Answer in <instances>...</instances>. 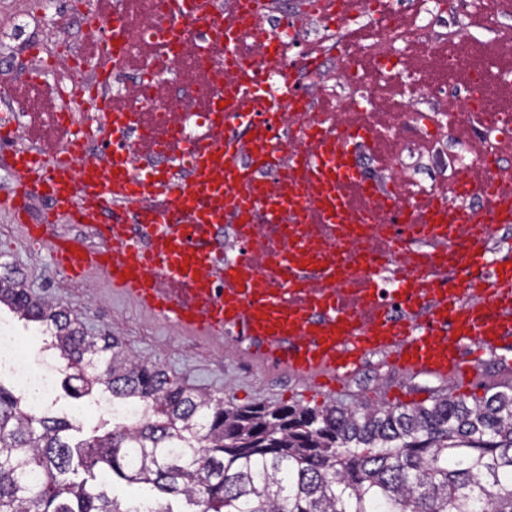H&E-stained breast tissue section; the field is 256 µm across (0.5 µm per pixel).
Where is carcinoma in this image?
<instances>
[{
	"label": "carcinoma",
	"instance_id": "carcinoma-1",
	"mask_svg": "<svg viewBox=\"0 0 512 512\" xmlns=\"http://www.w3.org/2000/svg\"><path fill=\"white\" fill-rule=\"evenodd\" d=\"M0 305L49 329L112 398L152 411L74 443L69 421L24 414L0 385V512H172L154 491L187 512H512V392L402 409L226 407L128 358L116 337L87 335L2 263ZM117 484L144 502L124 506Z\"/></svg>",
	"mask_w": 512,
	"mask_h": 512
}]
</instances>
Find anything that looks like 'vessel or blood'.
<instances>
[{
  "label": "vessel or blood",
  "mask_w": 512,
  "mask_h": 512,
  "mask_svg": "<svg viewBox=\"0 0 512 512\" xmlns=\"http://www.w3.org/2000/svg\"><path fill=\"white\" fill-rule=\"evenodd\" d=\"M249 0H165L132 19L108 0L96 21L97 90L79 96L67 118L50 109L64 144L15 147L28 115L25 90L42 71L0 73V168L17 176L0 209L38 239L77 279L97 276L143 311L205 341L239 335L251 366L342 393L370 356L403 378L426 377L440 391L471 392L484 354L512 377V243L489 246L496 225L512 223V181L485 156L481 179L463 174L449 195L411 199L358 174L352 143L372 136L366 122L337 126L327 108L309 111L298 74L310 57L280 61L277 37ZM178 31L176 74L192 94L188 110H149L150 85L113 92L134 54L158 50L152 35ZM137 51V52H138ZM261 55L276 73L264 83ZM487 55L469 58V103L488 111L512 72L485 78ZM101 116L100 123L89 119ZM205 122H197V115ZM200 123L202 131L188 128ZM480 187L479 207L458 197ZM52 206L29 223L30 202ZM97 206L112 231L96 247L53 226ZM239 251L227 257L224 223Z\"/></svg>",
  "instance_id": "1"
}]
</instances>
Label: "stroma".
I'll return each instance as SVG.
<instances>
[{
	"label": "stroma",
	"mask_w": 512,
	"mask_h": 512,
	"mask_svg": "<svg viewBox=\"0 0 512 512\" xmlns=\"http://www.w3.org/2000/svg\"><path fill=\"white\" fill-rule=\"evenodd\" d=\"M312 31L321 55L302 75L309 94L336 104L334 121L344 125L374 112L390 119L393 102L385 101L383 90L388 77L379 75L383 63L412 71L409 57L413 41L397 42L395 47L373 46L366 54L348 59L335 47L332 37L339 31L368 25L372 18L399 9L414 16L431 10L435 33L458 28L456 13L434 9L430 0H362L359 13L348 19L324 23L307 14L309 0H292ZM32 0H0V69L37 67L48 61L46 84L54 86L70 77L75 64L71 46L87 49L89 37L83 24L87 10L81 0H44L42 21L32 24ZM468 36L473 49L492 52L498 65L512 66V55L503 52L499 40L512 32V13L491 16L472 13ZM466 99L464 85L434 80L432 89L416 99L412 108L418 122L383 131L391 152L385 162H377L375 148L359 150L362 176L414 195L445 194L472 159L483 156L486 141L512 138V129L485 128L474 123L466 137L458 127L449 126L444 114L460 111ZM0 263L10 264L23 279L27 291L54 307L79 318L91 336H115L131 358L152 361L190 388L223 396L225 404L244 406L256 402L270 405L298 402L304 384L295 378L251 368L233 342L203 341L143 312L136 304L114 294L99 278L71 279L49 259L47 250L36 241L25 240L10 214L0 210ZM403 378L391 368L371 359L347 387L345 396L335 398L338 406L353 407L375 402L387 386L402 384Z\"/></svg>",
	"instance_id": "1"
}]
</instances>
